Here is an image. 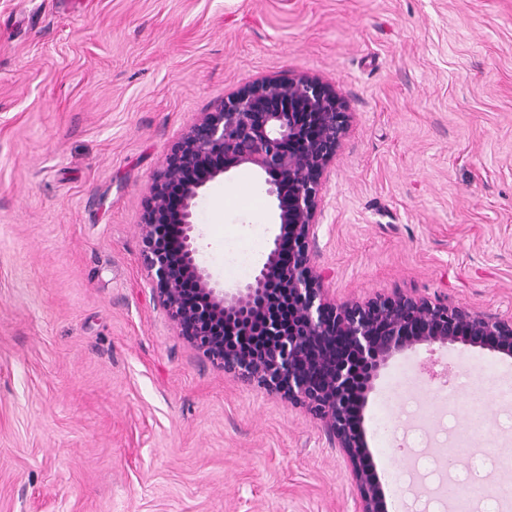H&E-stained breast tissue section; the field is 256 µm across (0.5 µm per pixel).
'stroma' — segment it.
Instances as JSON below:
<instances>
[{"label":"stroma","instance_id":"stroma-1","mask_svg":"<svg viewBox=\"0 0 512 512\" xmlns=\"http://www.w3.org/2000/svg\"><path fill=\"white\" fill-rule=\"evenodd\" d=\"M284 72L352 115L314 256L330 296L512 314V0H0V512H355L323 424L184 340L141 259L172 145ZM261 182L243 165L196 201L221 287L247 282L225 240L259 259L278 232ZM507 385L512 356L460 343L389 359L362 422L388 506L512 483Z\"/></svg>","mask_w":512,"mask_h":512}]
</instances>
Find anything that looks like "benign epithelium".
<instances>
[{
    "mask_svg": "<svg viewBox=\"0 0 512 512\" xmlns=\"http://www.w3.org/2000/svg\"><path fill=\"white\" fill-rule=\"evenodd\" d=\"M350 116L335 87L305 73L247 82L205 112L173 145L141 214L142 255L153 294L179 335L224 372L255 382L321 419L356 489L357 512H387L355 423L371 382L394 354L461 343L512 355V317H492L448 300L395 293L342 303L313 264L329 166ZM248 165L270 176L279 224L253 280L227 291L200 266L192 208L200 191ZM237 324L266 346L240 350L225 336Z\"/></svg>",
    "mask_w": 512,
    "mask_h": 512,
    "instance_id": "7a95c632",
    "label": "benign epithelium"
}]
</instances>
